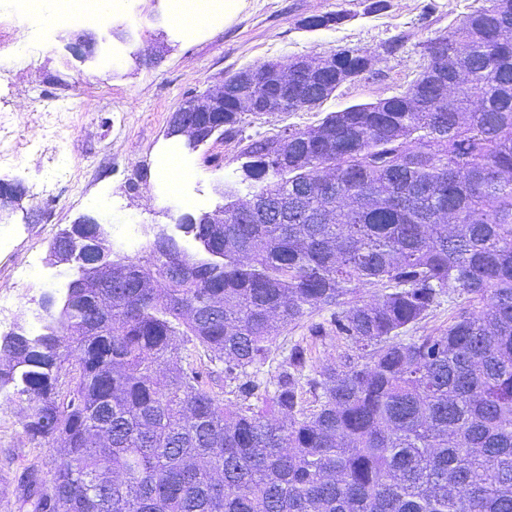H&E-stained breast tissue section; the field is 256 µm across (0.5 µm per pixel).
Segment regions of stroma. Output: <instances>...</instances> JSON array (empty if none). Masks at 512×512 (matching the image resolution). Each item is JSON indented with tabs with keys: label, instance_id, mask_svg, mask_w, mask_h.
<instances>
[{
	"label": "stroma",
	"instance_id": "stroma-1",
	"mask_svg": "<svg viewBox=\"0 0 512 512\" xmlns=\"http://www.w3.org/2000/svg\"><path fill=\"white\" fill-rule=\"evenodd\" d=\"M387 9L366 12V0H236L224 19L206 23L193 36L175 23L169 0H124L112 25L132 26V39L120 41L92 21L84 30L105 38L114 54L111 65L80 61L68 48L70 30L43 28L14 0H0V179L22 182V210L0 225V293L42 305L66 287L74 272L41 264L30 278L17 269L32 255L46 256L53 235L80 215L97 210L113 242L134 241L133 259L147 261L159 230L174 234L188 253L198 246L178 232L185 211L198 214L219 203L217 185L229 183L239 195L254 191L234 141H210L189 149L168 137L169 118L185 99L215 79L264 61L285 62L307 55L326 56L340 49L376 54L373 77L343 84L322 107L310 112H264L248 117L244 131L270 137L285 128L316 124L328 112L370 103L403 90L423 62L421 46L458 24L482 0H387ZM345 10L349 19L307 31V17ZM110 24V25H111ZM31 52L17 62L20 36ZM402 37L403 48L383 55L388 39ZM178 151L190 175L181 187L194 197L185 208L171 197L161 163ZM23 405L0 394V512L14 501L24 467L49 474L56 453L51 445L30 441L23 430Z\"/></svg>",
	"mask_w": 512,
	"mask_h": 512
}]
</instances>
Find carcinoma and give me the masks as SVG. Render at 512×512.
I'll use <instances>...</instances> for the list:
<instances>
[{
    "label": "carcinoma",
    "instance_id": "obj_1",
    "mask_svg": "<svg viewBox=\"0 0 512 512\" xmlns=\"http://www.w3.org/2000/svg\"><path fill=\"white\" fill-rule=\"evenodd\" d=\"M422 56L401 93L272 137L244 135L252 107L312 111L372 56L295 58L286 85L277 61L224 78V111L190 116L241 145L257 190L222 224L179 225L200 249L189 275L170 274L174 237L143 264L104 261L95 227L55 236L73 282L93 277L90 247L112 287L69 288L38 333L0 338V391L26 403L30 441L60 442L50 477L22 471L13 512H512V0ZM22 201L1 179L0 208ZM456 297L447 328L408 335ZM328 338L345 349L319 365ZM199 349L230 405L189 363ZM330 311L323 310L320 312H315V314L311 318H306L303 320L297 327L293 329H287L284 333L278 337L276 345L272 348V352L270 355V359L266 362V364L261 367L262 376H266L267 372L273 369L280 359V353L283 347H286L291 342L296 340H301L303 337H308V325L313 322H320L323 319H328L330 316Z\"/></svg>",
    "mask_w": 512,
    "mask_h": 512
}]
</instances>
